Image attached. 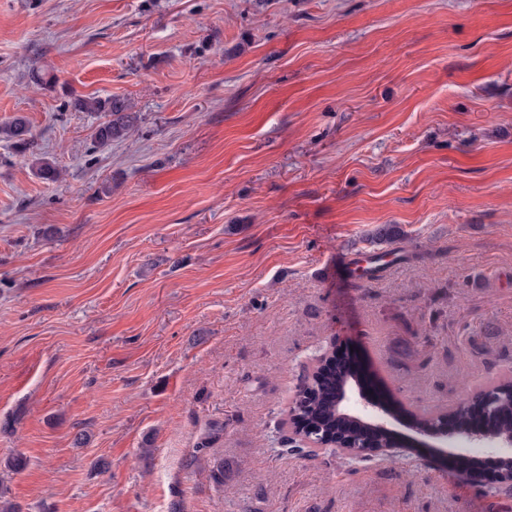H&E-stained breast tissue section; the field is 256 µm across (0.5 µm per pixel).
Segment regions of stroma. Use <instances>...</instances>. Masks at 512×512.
Here are the masks:
<instances>
[{"instance_id": "obj_1", "label": "stroma", "mask_w": 512, "mask_h": 512, "mask_svg": "<svg viewBox=\"0 0 512 512\" xmlns=\"http://www.w3.org/2000/svg\"><path fill=\"white\" fill-rule=\"evenodd\" d=\"M75 94L138 130L93 148ZM18 114L62 176L0 141L16 512H512L428 448H295L287 415L332 351L411 412L512 377V0H0Z\"/></svg>"}]
</instances>
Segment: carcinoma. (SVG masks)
<instances>
[{
    "label": "carcinoma",
    "instance_id": "1",
    "mask_svg": "<svg viewBox=\"0 0 512 512\" xmlns=\"http://www.w3.org/2000/svg\"><path fill=\"white\" fill-rule=\"evenodd\" d=\"M71 106L77 112L102 113L106 116V120L98 124L93 131L92 140L97 145H110L125 139L136 130L140 121L139 113L132 111V106L124 97L74 96L71 99ZM0 139L11 142L40 179L52 183L60 179L61 170L56 163L38 151L29 121L25 116L17 115L1 124ZM399 236L401 229L396 224H381L372 233V239L380 242H391ZM365 382L366 375L345 361L339 374L323 373L306 383L303 394L307 395V398L298 407L302 427L313 426L331 437L347 429V439L353 444L366 439L365 426L354 419L346 418L336 409L338 391L349 385L362 387ZM480 424L488 434L512 435V402L508 397L502 398L497 415L490 420L482 418Z\"/></svg>",
    "mask_w": 512,
    "mask_h": 512
}]
</instances>
